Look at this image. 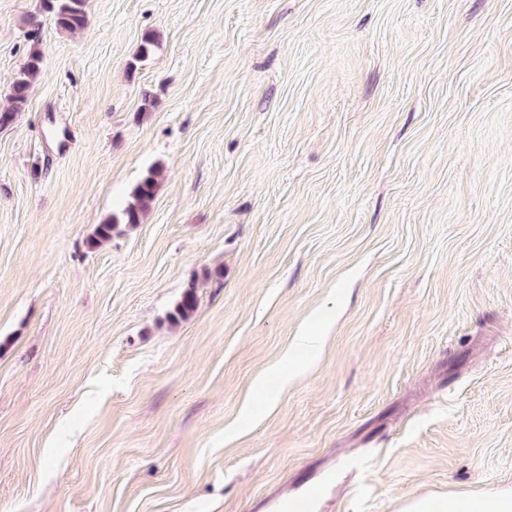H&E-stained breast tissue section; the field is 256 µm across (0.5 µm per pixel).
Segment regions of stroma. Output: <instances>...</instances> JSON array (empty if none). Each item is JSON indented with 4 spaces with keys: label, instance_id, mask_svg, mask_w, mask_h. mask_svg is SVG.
<instances>
[{
    "label": "stroma",
    "instance_id": "obj_1",
    "mask_svg": "<svg viewBox=\"0 0 512 512\" xmlns=\"http://www.w3.org/2000/svg\"><path fill=\"white\" fill-rule=\"evenodd\" d=\"M87 12L0 0V512L512 487V0ZM87 0H44V6L55 17L56 26L67 32H76L88 23ZM43 60L44 50L40 47V44L36 43L13 84L11 107L0 110V126L9 125L16 112H20L27 103L33 82L41 71ZM159 170H152L134 187L131 201L118 215L112 214L98 224L93 235V243L100 244L112 238V232L118 224L135 226L141 224L146 211L155 199Z\"/></svg>",
    "mask_w": 512,
    "mask_h": 512
}]
</instances>
